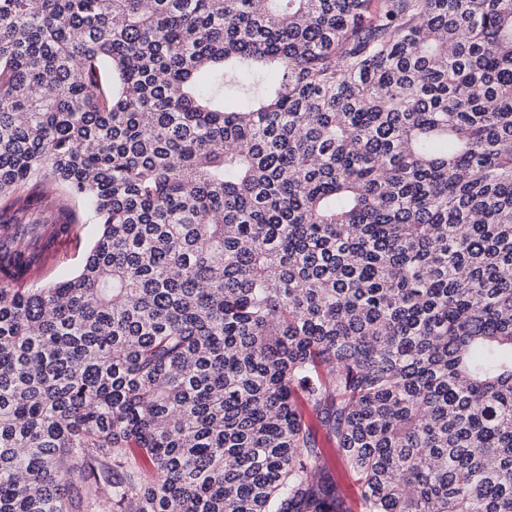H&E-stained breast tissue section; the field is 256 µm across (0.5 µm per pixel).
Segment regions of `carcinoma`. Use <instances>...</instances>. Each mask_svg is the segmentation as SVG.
<instances>
[{"mask_svg":"<svg viewBox=\"0 0 512 512\" xmlns=\"http://www.w3.org/2000/svg\"><path fill=\"white\" fill-rule=\"evenodd\" d=\"M305 405L512 512V0H0V512H352ZM95 234L96 227L93 224H84L78 239L54 242L50 247L54 252V262L44 271L38 285L74 274L81 266Z\"/></svg>","mask_w":512,"mask_h":512,"instance_id":"cac0c4a2","label":"carcinoma"}]
</instances>
